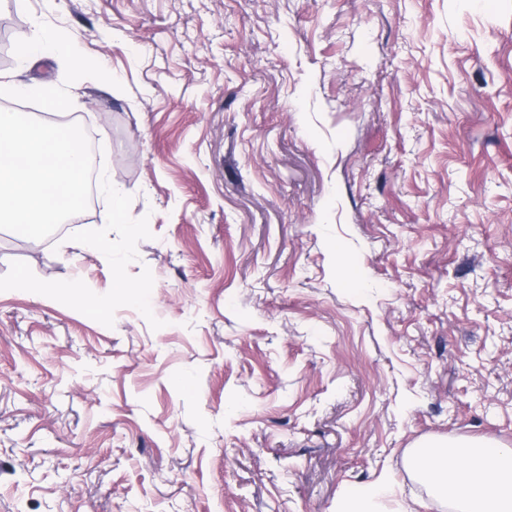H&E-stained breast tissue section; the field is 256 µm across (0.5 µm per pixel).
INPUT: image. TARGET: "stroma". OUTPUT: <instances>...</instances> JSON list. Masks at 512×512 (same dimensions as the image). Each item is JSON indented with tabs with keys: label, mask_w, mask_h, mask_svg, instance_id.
I'll use <instances>...</instances> for the list:
<instances>
[{
	"label": "stroma",
	"mask_w": 512,
	"mask_h": 512,
	"mask_svg": "<svg viewBox=\"0 0 512 512\" xmlns=\"http://www.w3.org/2000/svg\"><path fill=\"white\" fill-rule=\"evenodd\" d=\"M35 17L104 71L0 74L78 87L113 189L0 225V512H337L383 474L369 512H459L408 451L512 448V0H0Z\"/></svg>",
	"instance_id": "stroma-1"
}]
</instances>
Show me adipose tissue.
<instances>
[{"label": "adipose tissue", "instance_id": "ef3b65f1", "mask_svg": "<svg viewBox=\"0 0 512 512\" xmlns=\"http://www.w3.org/2000/svg\"><path fill=\"white\" fill-rule=\"evenodd\" d=\"M85 157L68 127L39 125L31 113L0 107V223L28 232L76 215ZM409 461L460 512H512V448L483 439L422 440Z\"/></svg>", "mask_w": 512, "mask_h": 512}]
</instances>
